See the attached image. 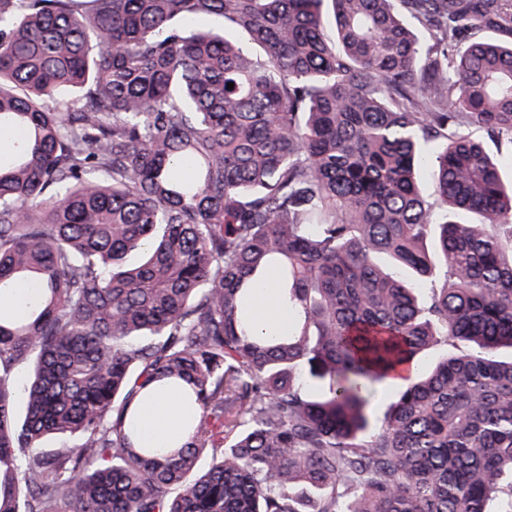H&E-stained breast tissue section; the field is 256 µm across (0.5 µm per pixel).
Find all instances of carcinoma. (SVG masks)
Segmentation results:
<instances>
[{"label": "carcinoma", "instance_id": "obj_1", "mask_svg": "<svg viewBox=\"0 0 512 512\" xmlns=\"http://www.w3.org/2000/svg\"><path fill=\"white\" fill-rule=\"evenodd\" d=\"M488 29L512 0H0V292L37 289L0 308V512L512 505V158L467 133L512 144ZM149 386L189 410L167 451L135 441ZM277 288H274L272 280L268 281L265 288H262L256 300V313L258 316V325L263 329L275 327L274 321L279 317L277 307Z\"/></svg>", "mask_w": 512, "mask_h": 512}]
</instances>
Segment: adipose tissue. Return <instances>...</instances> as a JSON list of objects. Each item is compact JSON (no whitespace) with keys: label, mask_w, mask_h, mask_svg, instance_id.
Instances as JSON below:
<instances>
[{"label":"adipose tissue","mask_w":512,"mask_h":512,"mask_svg":"<svg viewBox=\"0 0 512 512\" xmlns=\"http://www.w3.org/2000/svg\"><path fill=\"white\" fill-rule=\"evenodd\" d=\"M185 408L178 393L165 392L137 407L138 443L145 448L169 447L181 431Z\"/></svg>","instance_id":"ef3b65f1"}]
</instances>
